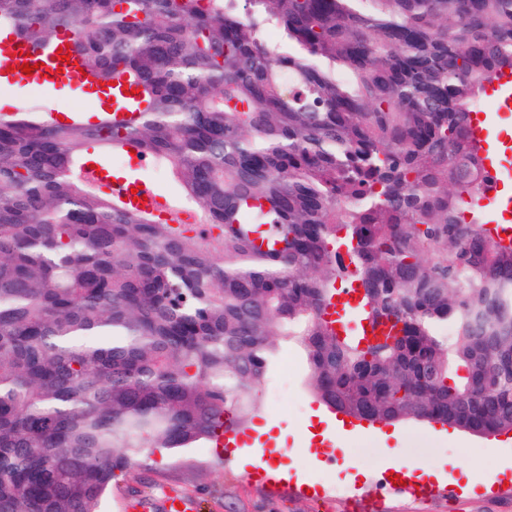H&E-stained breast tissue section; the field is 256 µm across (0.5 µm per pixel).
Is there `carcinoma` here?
I'll list each match as a JSON object with an SVG mask.
<instances>
[{
    "mask_svg": "<svg viewBox=\"0 0 512 512\" xmlns=\"http://www.w3.org/2000/svg\"><path fill=\"white\" fill-rule=\"evenodd\" d=\"M0 29L69 35L139 113L0 112V512H99L140 459L247 427L279 337L355 418L512 432V242L470 137L512 0H0ZM128 146L200 223L90 185Z\"/></svg>",
    "mask_w": 512,
    "mask_h": 512,
    "instance_id": "1",
    "label": "carcinoma"
}]
</instances>
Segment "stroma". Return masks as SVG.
I'll return each mask as SVG.
<instances>
[{"label": "stroma", "mask_w": 512, "mask_h": 512, "mask_svg": "<svg viewBox=\"0 0 512 512\" xmlns=\"http://www.w3.org/2000/svg\"><path fill=\"white\" fill-rule=\"evenodd\" d=\"M309 369L305 354L293 342H283L260 385L253 425L272 423L273 445L289 448L291 468L305 470L312 487L324 490L325 499L296 493L287 483L265 485L241 472L238 463L223 460L216 448L198 445L177 454L153 455L118 477L101 505L102 512H126L130 500L150 486L193 496L197 512H345L349 498L379 494L382 512H512V493L486 491L487 476L512 461V446L498 447L461 430L450 439L436 435L431 426L409 421L400 423L399 439H392V426L383 434L366 433L348 443L346 455L361 470V477L348 480L344 463L329 458L320 467L307 464L302 440L310 410L319 401L308 389ZM396 449L401 461L431 468H447L456 460L463 472L458 482L463 489L458 499L436 496L414 500L396 491L381 489V473L389 449Z\"/></svg>", "instance_id": "35a3bbf8"}]
</instances>
